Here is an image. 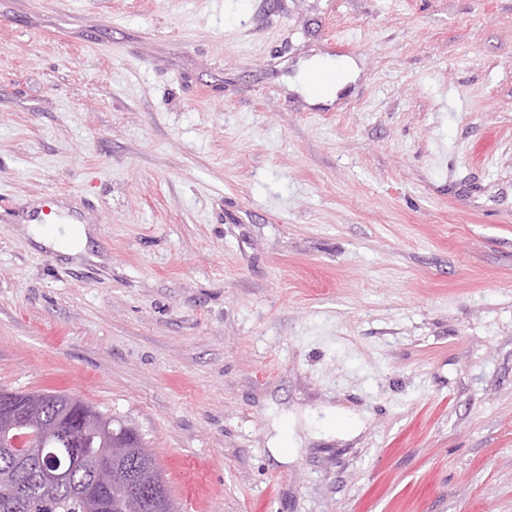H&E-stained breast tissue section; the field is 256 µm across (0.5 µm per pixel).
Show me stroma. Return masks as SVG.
I'll list each match as a JSON object with an SVG mask.
<instances>
[{
	"label": "stroma",
	"mask_w": 512,
	"mask_h": 512,
	"mask_svg": "<svg viewBox=\"0 0 512 512\" xmlns=\"http://www.w3.org/2000/svg\"><path fill=\"white\" fill-rule=\"evenodd\" d=\"M1 389L180 512H512V0H0ZM357 76L351 60L336 62L329 57L303 63L293 82V89L311 104L333 102L338 92ZM29 224H68L65 235L50 233L46 227L36 229L35 240L50 245L64 254L76 255L84 251L86 237L80 219L75 211L55 201H45L28 213Z\"/></svg>",
	"instance_id": "stroma-1"
}]
</instances>
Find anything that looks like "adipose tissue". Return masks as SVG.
Listing matches in <instances>:
<instances>
[{"label":"adipose tissue","mask_w":512,"mask_h":512,"mask_svg":"<svg viewBox=\"0 0 512 512\" xmlns=\"http://www.w3.org/2000/svg\"><path fill=\"white\" fill-rule=\"evenodd\" d=\"M356 75L357 66L353 61L321 57L300 66L293 88L309 103H327L334 101L338 92Z\"/></svg>","instance_id":"ef3b65f1"}]
</instances>
